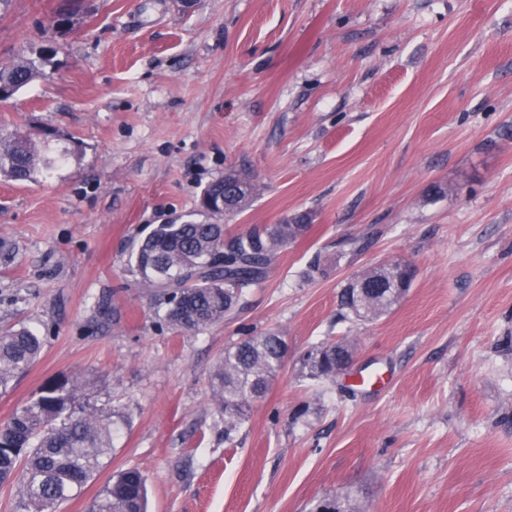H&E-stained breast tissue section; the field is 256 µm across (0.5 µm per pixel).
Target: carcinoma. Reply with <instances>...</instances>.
Masks as SVG:
<instances>
[{
	"mask_svg": "<svg viewBox=\"0 0 512 512\" xmlns=\"http://www.w3.org/2000/svg\"><path fill=\"white\" fill-rule=\"evenodd\" d=\"M37 59L0 65V101L9 100L39 72ZM65 156L42 152L32 133L0 138V174L26 180L38 168L47 171ZM224 193L233 218L244 212L254 185L229 171L209 185ZM309 228L299 215L283 224L254 227L224 235V225L185 221L157 224L131 242L130 264L163 308L161 321L174 330H203L224 321L241 301L244 290L260 284L278 253ZM413 269L402 262L372 268L356 277L340 295V318L371 322L387 312L410 288ZM284 339L275 332L251 335L224 350L214 376L216 405L224 419V441H231L248 421L252 403L265 397L281 370ZM43 337L20 326L0 330V391L39 357ZM356 352L345 337L308 350L302 368L308 379L321 382L344 371ZM91 385L77 382L45 384L18 407L0 428V485L16 489L17 512H58L76 496L102 466L112 449V418L86 411L79 393ZM91 512H146V484L141 471L129 467L112 478L94 500Z\"/></svg>",
	"mask_w": 512,
	"mask_h": 512,
	"instance_id": "carcinoma-1",
	"label": "carcinoma"
}]
</instances>
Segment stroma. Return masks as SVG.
<instances>
[{"mask_svg": "<svg viewBox=\"0 0 512 512\" xmlns=\"http://www.w3.org/2000/svg\"><path fill=\"white\" fill-rule=\"evenodd\" d=\"M43 48L0 136L69 152L0 176V238L18 247L0 325L44 338L0 392V425L45 383L84 378L123 419L60 512H90L128 467L149 512H512V0H10L0 65ZM229 170L256 192L228 231L299 214L310 229L223 322L163 327L128 243L206 220ZM317 255L325 275L304 280ZM401 260L415 277L389 313L340 319L354 278ZM266 331L282 368L225 443L213 375ZM342 336L351 369L305 379L303 353Z\"/></svg>", "mask_w": 512, "mask_h": 512, "instance_id": "1", "label": "stroma"}]
</instances>
